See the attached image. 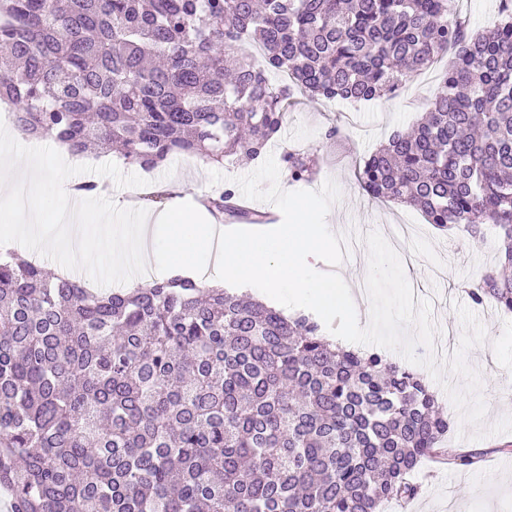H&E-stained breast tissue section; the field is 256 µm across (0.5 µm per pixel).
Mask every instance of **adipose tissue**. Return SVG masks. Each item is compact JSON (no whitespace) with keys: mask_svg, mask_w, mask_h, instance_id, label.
Listing matches in <instances>:
<instances>
[{"mask_svg":"<svg viewBox=\"0 0 512 512\" xmlns=\"http://www.w3.org/2000/svg\"><path fill=\"white\" fill-rule=\"evenodd\" d=\"M43 177L37 155L20 153L14 137L0 138V191L22 186L35 194ZM53 198L54 212L74 219L63 229L69 249L92 264L107 260L116 280L127 286L137 284L125 270L126 259L133 254L154 273L173 271L194 278L210 270L268 297L290 298L296 308L338 311L344 307L334 281L317 280L310 274L314 260L332 240L309 206L297 207L294 223L271 234L250 236H231L221 225L199 223L192 211H147L130 240L113 232L108 214L89 211L66 178H57Z\"/></svg>","mask_w":512,"mask_h":512,"instance_id":"obj_1","label":"adipose tissue"}]
</instances>
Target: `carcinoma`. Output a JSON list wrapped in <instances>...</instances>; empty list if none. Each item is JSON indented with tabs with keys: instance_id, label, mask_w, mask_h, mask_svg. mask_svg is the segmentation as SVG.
<instances>
[{
	"instance_id": "obj_1",
	"label": "carcinoma",
	"mask_w": 512,
	"mask_h": 512,
	"mask_svg": "<svg viewBox=\"0 0 512 512\" xmlns=\"http://www.w3.org/2000/svg\"><path fill=\"white\" fill-rule=\"evenodd\" d=\"M450 47L425 115L359 181L439 228L493 225L497 267L467 295L512 314V0L477 32L451 0H0V101L20 134L76 156L222 167L262 157L294 95L393 98ZM282 160L312 179L310 153ZM202 203L262 223L230 187ZM449 428L417 374L327 342L312 316L179 274L104 293L0 260L10 512H379L416 497L426 458L482 461L443 447Z\"/></svg>"
}]
</instances>
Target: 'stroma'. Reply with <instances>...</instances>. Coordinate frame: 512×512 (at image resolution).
Instances as JSON below:
<instances>
[{
	"label": "stroma",
	"instance_id": "1",
	"mask_svg": "<svg viewBox=\"0 0 512 512\" xmlns=\"http://www.w3.org/2000/svg\"><path fill=\"white\" fill-rule=\"evenodd\" d=\"M444 69V63L435 64L413 77L391 99L350 103L297 98L289 106L281 136L269 152L278 157L284 150L296 147L316 155V174L307 182V190H317L331 179L341 192L326 219L332 232L384 234L395 224L406 227V237L397 252L404 266L422 263L421 274L412 279L411 286L415 296L431 303L438 342L454 350L463 333L454 306L469 302L460 285L496 266L498 243L493 226L485 225L483 236L472 240L462 232L436 229L412 207L369 199L357 180L356 170L357 162L386 142L394 131L408 128L420 119ZM333 128L339 134L331 139L327 133ZM47 145V140L38 142L47 170L74 183L101 182L118 193L134 187L149 190L176 183L182 187L181 198L190 203L195 201L197 189L210 185V166L190 157H172L150 171L110 154L90 158L87 165L76 167L68 155L54 153ZM475 313L487 340L471 348L466 361L481 375V395L487 406L484 424L489 427L512 415V315L491 305L476 308ZM416 372L450 421L448 447L477 448L484 451L485 458L466 470L423 462L415 473L420 485L418 496L406 503L385 504V512H512V453L499 451L504 443H512V433L474 438L473 427L462 425L445 389L426 368L417 367Z\"/></svg>",
	"mask_w": 512,
	"mask_h": 512
}]
</instances>
